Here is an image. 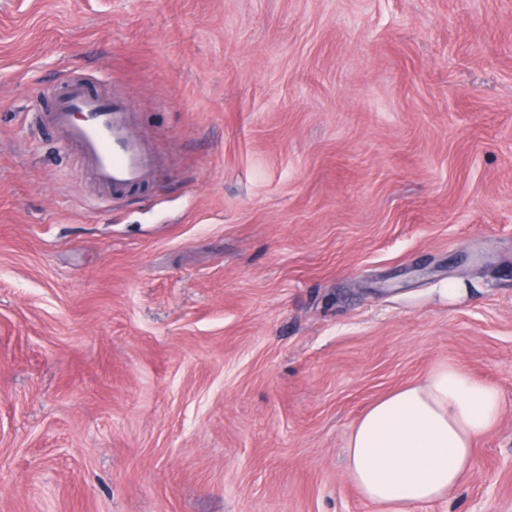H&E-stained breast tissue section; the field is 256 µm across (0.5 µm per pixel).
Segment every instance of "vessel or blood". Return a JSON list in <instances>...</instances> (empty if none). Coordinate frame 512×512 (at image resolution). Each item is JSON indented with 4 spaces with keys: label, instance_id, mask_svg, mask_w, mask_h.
I'll list each match as a JSON object with an SVG mask.
<instances>
[{
    "label": "vessel or blood",
    "instance_id": "vessel-or-blood-1",
    "mask_svg": "<svg viewBox=\"0 0 512 512\" xmlns=\"http://www.w3.org/2000/svg\"><path fill=\"white\" fill-rule=\"evenodd\" d=\"M37 119L60 145L78 153L100 199L118 198L153 185L165 170L152 144L136 132L125 95L106 89L96 74H66Z\"/></svg>",
    "mask_w": 512,
    "mask_h": 512
}]
</instances>
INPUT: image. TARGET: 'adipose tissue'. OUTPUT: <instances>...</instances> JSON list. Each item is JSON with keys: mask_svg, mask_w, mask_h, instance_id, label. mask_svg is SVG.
Listing matches in <instances>:
<instances>
[{"mask_svg": "<svg viewBox=\"0 0 512 512\" xmlns=\"http://www.w3.org/2000/svg\"><path fill=\"white\" fill-rule=\"evenodd\" d=\"M506 412L499 388L448 364L373 403L346 443L347 475L384 512L444 499Z\"/></svg>", "mask_w": 512, "mask_h": 512, "instance_id": "obj_1", "label": "adipose tissue"}]
</instances>
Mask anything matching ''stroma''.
<instances>
[{
  "instance_id": "obj_1",
  "label": "stroma",
  "mask_w": 512,
  "mask_h": 512,
  "mask_svg": "<svg viewBox=\"0 0 512 512\" xmlns=\"http://www.w3.org/2000/svg\"><path fill=\"white\" fill-rule=\"evenodd\" d=\"M70 69L154 186L31 126ZM448 363L509 410L410 512H512V0H0V512H382L348 435Z\"/></svg>"
}]
</instances>
